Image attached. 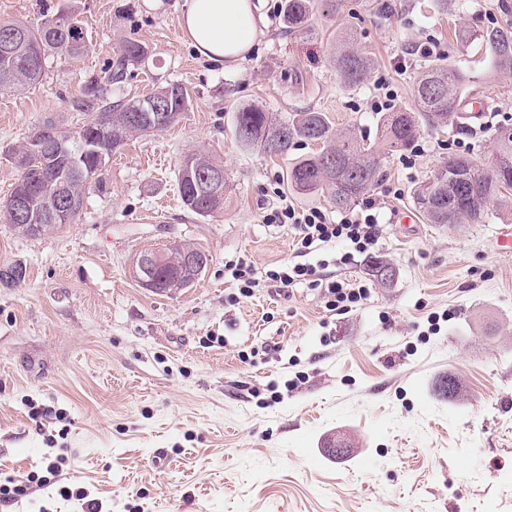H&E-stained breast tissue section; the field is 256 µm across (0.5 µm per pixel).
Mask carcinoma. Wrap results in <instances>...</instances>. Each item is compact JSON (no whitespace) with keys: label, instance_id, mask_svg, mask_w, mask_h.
<instances>
[{"label":"carcinoma","instance_id":"obj_1","mask_svg":"<svg viewBox=\"0 0 512 512\" xmlns=\"http://www.w3.org/2000/svg\"><path fill=\"white\" fill-rule=\"evenodd\" d=\"M317 0H283L284 21L291 31L309 30L316 14ZM68 24L58 25L53 14L34 25L18 19H0V39L20 33L10 55L0 53V94L18 87L40 82L44 65L52 54L70 53L67 41L73 37L87 42V35L77 15L66 13ZM461 40L478 42L488 53V71L482 77L433 59L420 65L413 84L414 109L387 112L377 121L375 138L343 133L335 128L324 112L309 110L288 114L283 118L254 103L235 108L233 134L241 147L270 157L289 158L300 145H321L317 152L288 163V187L301 193L332 191L339 210H348L383 178L386 154L407 146L419 134V118L434 129L459 124L466 106V91L472 84L500 72H512V19L492 28L468 30ZM147 56L145 46L132 38L121 42L106 64L110 81L121 80L130 68ZM374 59L357 47L354 36L336 53V71L340 82L349 89L361 87ZM152 99L165 106L169 114L164 127L176 123L187 111L191 99L187 89L170 83L143 97L112 103L101 93L98 81L82 87L78 107L90 114L82 129L89 136L101 137V131H112L107 150L115 153L135 135L154 131L146 113L136 112L138 103ZM275 137L278 149L270 152L265 142ZM24 141L8 154L20 177L3 204L7 223L17 225L13 202L24 195V223L39 229L43 236L64 226L55 218L58 195H64L70 206L68 223L72 224L84 209L85 190L91 182H100L97 161L93 155L81 156L69 147L47 156L29 149ZM496 164L488 165L476 156L450 155L413 192L415 207L430 224H481L485 209L482 201L499 199L512 203V134L498 131L490 141ZM220 164L202 154H190L180 162L178 189L183 204L201 218H214L224 213L228 185L216 191L208 179Z\"/></svg>","mask_w":512,"mask_h":512}]
</instances>
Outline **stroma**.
<instances>
[{
    "mask_svg": "<svg viewBox=\"0 0 512 512\" xmlns=\"http://www.w3.org/2000/svg\"><path fill=\"white\" fill-rule=\"evenodd\" d=\"M390 2L381 21L371 0H343L337 13L321 0L313 31L292 32L282 0H265V34L224 70L183 39L184 0H0L2 19L75 12L91 44L50 56L39 84L0 94V202L19 177L8 152L46 121L78 130L87 115L73 101L123 39L148 57L105 84L106 96L174 82L192 98L174 125L113 155L75 223L29 238L0 217V268L27 269L21 283L0 284V480L30 486L1 499L0 512H87L91 498L101 512H512V251L498 245L512 207L491 201L484 223L453 228L426 223L413 204L448 154L481 152L512 127V74L470 94L488 105L465 122L476 136L424 123L419 154L388 155L370 196L384 224L373 256L395 267L393 282L373 277L364 255L336 264L346 250L338 243L320 256L322 273L367 285L352 310H327L304 284L280 292L263 282L253 297L227 301L237 292L228 263L262 272L295 249L288 228L262 221L288 163L241 148L236 105L281 116L311 109L372 134L381 83L396 109L413 104L424 61L415 41L452 46L457 67L484 73L483 51L461 35L500 21L502 0H448L444 11L436 0ZM348 32L375 60L354 92L333 61ZM190 153L222 163L223 215L183 206L177 169ZM406 213L411 223H401ZM171 244L208 254L206 272L174 295L140 288L133 260ZM450 374L462 385L452 403L434 393ZM328 435L353 446L320 456ZM52 461L60 474L47 485Z\"/></svg>",
    "mask_w": 512,
    "mask_h": 512,
    "instance_id": "1",
    "label": "stroma"
}]
</instances>
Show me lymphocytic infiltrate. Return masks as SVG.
<instances>
[{
	"instance_id": "1",
	"label": "lymphocytic infiltrate",
	"mask_w": 512,
	"mask_h": 512,
	"mask_svg": "<svg viewBox=\"0 0 512 512\" xmlns=\"http://www.w3.org/2000/svg\"><path fill=\"white\" fill-rule=\"evenodd\" d=\"M278 199V204L264 215L263 221L293 231L298 259L267 269L261 276L252 264L237 260L231 264L230 271L238 283L240 295L252 297L255 287L262 281L281 290L305 282L310 287L322 289L327 306L335 309L349 307L365 298L367 289L364 285L320 278L316 265L308 263L306 257L336 242L345 243L349 248L348 253L340 257L344 263L352 254L373 251L382 233L374 202H367L361 212L335 221L320 208L296 206L286 194H279Z\"/></svg>"
}]
</instances>
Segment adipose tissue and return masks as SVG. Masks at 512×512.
<instances>
[{
	"mask_svg": "<svg viewBox=\"0 0 512 512\" xmlns=\"http://www.w3.org/2000/svg\"><path fill=\"white\" fill-rule=\"evenodd\" d=\"M267 26L261 0H185L180 28L209 62L230 67L251 51Z\"/></svg>",
	"mask_w": 512,
	"mask_h": 512,
	"instance_id": "obj_1",
	"label": "adipose tissue"
}]
</instances>
